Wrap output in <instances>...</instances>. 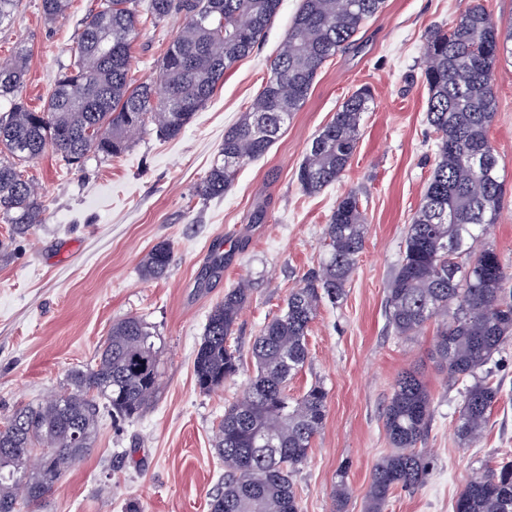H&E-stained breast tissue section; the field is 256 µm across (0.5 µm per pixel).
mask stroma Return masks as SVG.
I'll list each match as a JSON object with an SVG mask.
<instances>
[{"label": "stroma", "mask_w": 512, "mask_h": 512, "mask_svg": "<svg viewBox=\"0 0 512 512\" xmlns=\"http://www.w3.org/2000/svg\"><path fill=\"white\" fill-rule=\"evenodd\" d=\"M100 0H71L46 22L41 0H20L0 25V62L17 46L29 50L23 98L42 107L89 9ZM472 0H386L355 45L319 71L309 97L269 152L244 164L223 197L202 200L197 188L219 157L225 131L261 91L301 0H282L252 54L227 71L213 97L176 139L153 130L119 157L90 158L82 169L47 150L20 164L43 204V221L18 236L0 219V416L45 401L69 369L89 363L114 322L141 318L153 331L160 388L138 418H99L92 450L69 467L41 503L21 512H209L224 483L214 449L225 407L242 398L255 367L251 348L261 327L281 313L292 288L317 268L337 199L359 194L368 233L344 300L324 305L307 336L309 358L288 383L290 395L315 382L328 392V413L293 480L299 512H334L339 475H346L345 512H365L374 464L391 450L383 410L398 375L417 371L432 398L422 451L432 462L425 483L396 489L385 512H454L468 477L486 461L512 455V341L490 378L499 401L476 447L455 434L460 395L431 356L436 323L418 336L396 337L385 314V288L396 269L410 218L435 164V135L426 121L423 80L427 32L452 21ZM182 26L173 16L144 25L131 50V78L156 79V64ZM369 88L356 154L341 178L309 196L295 172L318 130L353 91ZM496 116L488 138L506 193L488 238L512 270V60L494 71ZM264 210L254 222L256 210ZM171 245L167 273L146 278L143 257ZM249 281L252 295L230 338L239 373L212 392L199 390L193 361L208 315L225 292Z\"/></svg>", "instance_id": "1"}]
</instances>
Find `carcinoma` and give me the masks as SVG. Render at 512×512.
<instances>
[{"label": "carcinoma", "mask_w": 512, "mask_h": 512, "mask_svg": "<svg viewBox=\"0 0 512 512\" xmlns=\"http://www.w3.org/2000/svg\"><path fill=\"white\" fill-rule=\"evenodd\" d=\"M281 0H102L84 19L70 64L56 78L42 109L21 97L28 50L21 46L0 63V217L24 233L42 223L43 205L17 165L52 145L67 165L81 168L90 156L116 157L134 135L153 126L178 137L224 80L248 57L276 17ZM70 0H41L44 18L64 16ZM385 0H302L282 52L270 64L262 90L248 111L224 132L219 159L199 189L217 198L233 186L239 167L262 158L305 104L322 66L346 48ZM181 15L185 23L158 64L156 83L129 78L131 49L140 26ZM512 57V28L502 31L483 6L471 4L424 43L427 122L436 135V159L425 192L403 241L401 260L385 288V309L395 335L408 338L441 320L432 357L462 385L455 419L459 442L470 447L482 436L498 400L487 365L512 336V273L485 241L503 195L498 159L488 138L495 117L494 70ZM372 99L366 87L351 93L319 130L296 178L309 195L336 182L354 157L363 113ZM367 224L357 192L336 201L326 229V253L288 295L284 312L255 337L256 372L243 397L224 409L214 448L224 458V487L211 496L210 512H299L293 475L306 461L327 415L328 392L320 383L288 395V381L308 358L306 336L321 304H339L363 249ZM172 261L169 243L156 244L141 263L157 278ZM251 295L229 289L210 312L194 359L204 392L239 371L229 344ZM153 333L136 317L112 328L84 369L69 371L66 387L43 403L13 411L0 423V512H15L19 485L28 502L43 500L63 471L93 447L100 407L125 418L140 416L158 387ZM430 393L418 375L401 373L383 423L392 451L374 466L367 512H383L397 488L425 481L429 459L416 451L430 427ZM40 456L26 470L29 454ZM455 512H512V459L505 456L473 476L455 502Z\"/></svg>", "instance_id": "carcinoma-1"}]
</instances>
